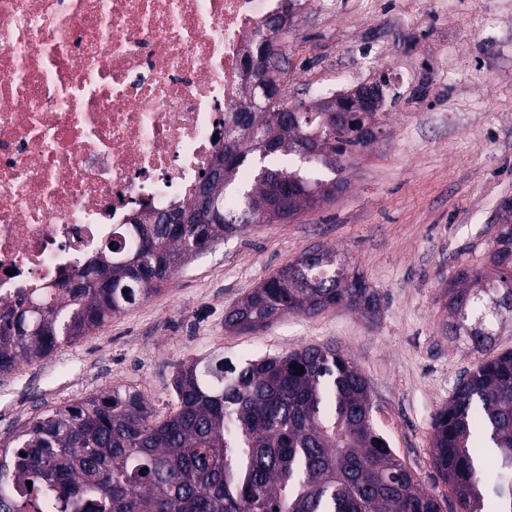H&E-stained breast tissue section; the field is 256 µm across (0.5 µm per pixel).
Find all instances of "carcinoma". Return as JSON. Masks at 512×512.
Here are the masks:
<instances>
[{"label":"carcinoma","instance_id":"cac0c4a2","mask_svg":"<svg viewBox=\"0 0 512 512\" xmlns=\"http://www.w3.org/2000/svg\"><path fill=\"white\" fill-rule=\"evenodd\" d=\"M251 64L265 105L239 106L215 160L223 176L212 167L202 175L224 221L207 223L192 198L172 209L194 208L192 224L150 215L116 226L58 287L0 312V374L159 293L197 249L334 197L344 163L386 136V102L334 116L318 102L284 103L269 41L255 45ZM242 169L252 180H240ZM278 192L283 214L271 211ZM446 297L449 331L490 348V318H512V224L500 225L490 268L457 270ZM338 305L372 317L382 300L334 251L317 248L249 292L224 324L252 330ZM171 388L175 407L163 415L115 387L50 409L1 442L0 512H37L48 496L60 512H443L382 440L368 383L339 350L303 346L239 364L215 352L180 363ZM432 429L434 465L459 512H512V350L466 371Z\"/></svg>","mask_w":512,"mask_h":512}]
</instances>
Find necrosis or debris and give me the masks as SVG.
Here are the masks:
<instances>
[{"mask_svg": "<svg viewBox=\"0 0 512 512\" xmlns=\"http://www.w3.org/2000/svg\"><path fill=\"white\" fill-rule=\"evenodd\" d=\"M286 0H0V309L185 203Z\"/></svg>", "mask_w": 512, "mask_h": 512, "instance_id": "obj_1", "label": "necrosis or debris"}]
</instances>
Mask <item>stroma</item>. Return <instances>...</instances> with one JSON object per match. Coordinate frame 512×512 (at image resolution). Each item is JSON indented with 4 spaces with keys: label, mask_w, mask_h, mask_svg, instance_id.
Masks as SVG:
<instances>
[{
    "label": "stroma",
    "mask_w": 512,
    "mask_h": 512,
    "mask_svg": "<svg viewBox=\"0 0 512 512\" xmlns=\"http://www.w3.org/2000/svg\"><path fill=\"white\" fill-rule=\"evenodd\" d=\"M284 56L292 102L389 77L384 140L347 161L334 199L224 238L160 293L1 375L0 442L48 409L117 386L164 411L191 357L221 350L242 362L330 345L367 380L376 427L420 488L447 498L432 421L479 354L449 336L442 294L456 269L488 268L512 202V0H324L294 18ZM315 248L335 250L379 292L376 317L334 307L255 331L225 327L241 298Z\"/></svg>",
    "instance_id": "stroma-1"
}]
</instances>
